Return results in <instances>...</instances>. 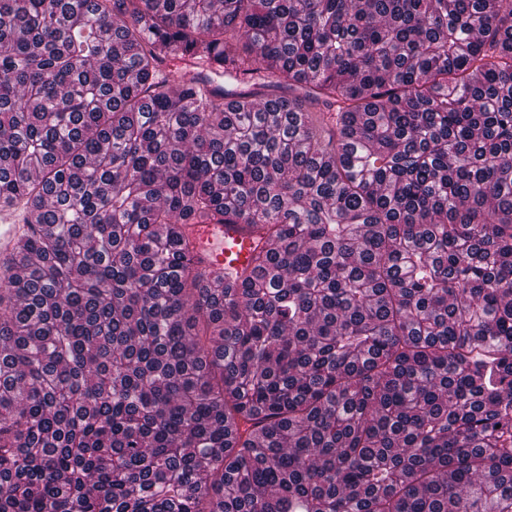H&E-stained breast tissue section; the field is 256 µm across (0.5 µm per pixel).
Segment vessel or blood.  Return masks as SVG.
Masks as SVG:
<instances>
[{
  "label": "vessel or blood",
  "instance_id": "obj_1",
  "mask_svg": "<svg viewBox=\"0 0 512 512\" xmlns=\"http://www.w3.org/2000/svg\"><path fill=\"white\" fill-rule=\"evenodd\" d=\"M22 203L0 206V270L9 266L14 244L29 229ZM191 256L203 276L224 270L242 269L252 257L253 237L242 224H189L184 228Z\"/></svg>",
  "mask_w": 512,
  "mask_h": 512
}]
</instances>
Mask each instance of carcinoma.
<instances>
[{"label": "carcinoma", "mask_w": 512, "mask_h": 512, "mask_svg": "<svg viewBox=\"0 0 512 512\" xmlns=\"http://www.w3.org/2000/svg\"><path fill=\"white\" fill-rule=\"evenodd\" d=\"M14 200L0 512H512V0H0ZM184 232L193 262L204 277L225 267L241 270L251 261L253 237L245 224H185Z\"/></svg>", "instance_id": "carcinoma-1"}]
</instances>
